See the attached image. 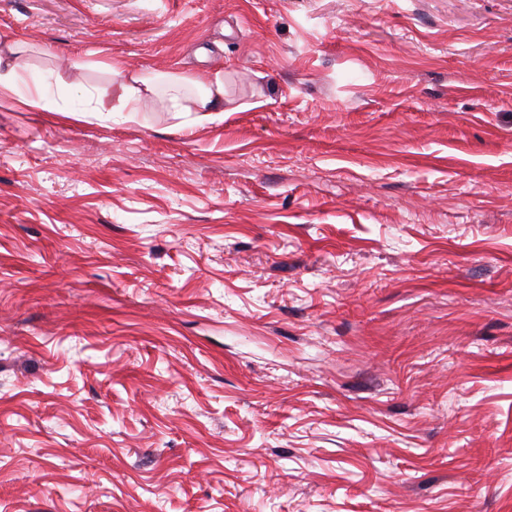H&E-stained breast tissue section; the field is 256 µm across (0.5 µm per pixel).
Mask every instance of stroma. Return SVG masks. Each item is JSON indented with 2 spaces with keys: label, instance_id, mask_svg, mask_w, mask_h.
<instances>
[{
  "label": "stroma",
  "instance_id": "1",
  "mask_svg": "<svg viewBox=\"0 0 512 512\" xmlns=\"http://www.w3.org/2000/svg\"><path fill=\"white\" fill-rule=\"evenodd\" d=\"M0 512H512V0H0ZM224 117H69L112 63ZM17 53L18 51L11 46L7 47V52L4 54L0 50V99L3 97L15 99L17 96L21 67Z\"/></svg>",
  "mask_w": 512,
  "mask_h": 512
}]
</instances>
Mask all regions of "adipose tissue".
I'll return each instance as SVG.
<instances>
[{
    "label": "adipose tissue",
    "instance_id": "obj_1",
    "mask_svg": "<svg viewBox=\"0 0 512 512\" xmlns=\"http://www.w3.org/2000/svg\"><path fill=\"white\" fill-rule=\"evenodd\" d=\"M113 91L111 99L99 100L93 110L94 115H111L112 112H136L141 99L154 91L157 86H165L168 93V109L172 112H200L205 121L213 122L224 116V81L217 78L200 84L199 93L193 102H185L183 90L188 82L186 76L171 72H130L121 64L111 67Z\"/></svg>",
    "mask_w": 512,
    "mask_h": 512
}]
</instances>
